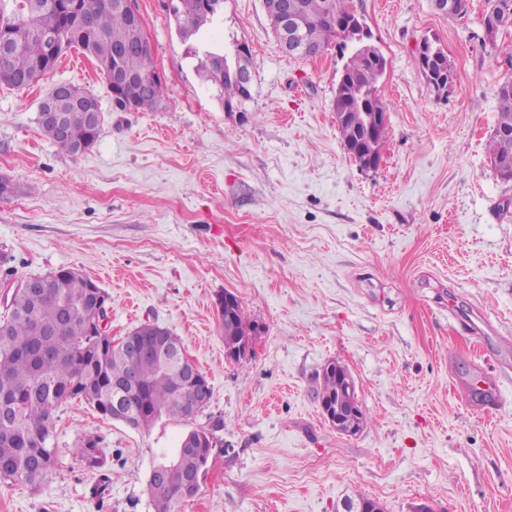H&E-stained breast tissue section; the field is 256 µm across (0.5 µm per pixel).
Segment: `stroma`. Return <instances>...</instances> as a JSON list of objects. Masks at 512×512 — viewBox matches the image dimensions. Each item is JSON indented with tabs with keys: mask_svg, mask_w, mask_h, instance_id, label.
I'll return each instance as SVG.
<instances>
[{
	"mask_svg": "<svg viewBox=\"0 0 512 512\" xmlns=\"http://www.w3.org/2000/svg\"><path fill=\"white\" fill-rule=\"evenodd\" d=\"M175 0H135L165 86L151 112L112 101L95 60L66 50L23 90L0 87V251L23 276L75 268L109 295L112 338L153 320L179 336L211 388L196 425L223 447L182 512H336L348 497L409 512H512V181L486 150L496 90L512 80V26L483 34L486 0L448 18L431 0H347L387 61L388 135L377 168L345 151L333 110L336 46L286 54L263 0H224L210 37L247 43L251 98L224 108L179 36ZM440 46L455 79L439 96L418 68ZM60 83L105 116L85 153L38 128ZM235 291L258 329L227 358L216 298ZM348 368L366 422L340 434L316 397L326 364ZM495 375L502 409L474 388ZM187 426L135 431L69 401L58 467L37 489L0 484V512H149L152 449ZM99 437L111 482L72 455Z\"/></svg>",
	"mask_w": 512,
	"mask_h": 512,
	"instance_id": "stroma-1",
	"label": "stroma"
}]
</instances>
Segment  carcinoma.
I'll list each match as a JSON object with an SVG mask.
<instances>
[{
  "instance_id": "1",
  "label": "carcinoma",
  "mask_w": 512,
  "mask_h": 512,
  "mask_svg": "<svg viewBox=\"0 0 512 512\" xmlns=\"http://www.w3.org/2000/svg\"><path fill=\"white\" fill-rule=\"evenodd\" d=\"M5 11L0 4V31L19 34L11 42L0 70L18 78L10 87L24 89L52 68L43 63L45 43L40 33L57 36V55L78 47L92 56H103L121 70L146 78L137 110L151 111L164 97V85L149 81L150 47L137 39L127 16L115 0H39L41 8L34 19H26L25 0H12ZM336 0H292L294 15L303 24L306 36L316 40L319 50L335 44L348 53L336 83L334 112L343 146L354 159L365 155L381 157L387 134L386 107L378 94L384 73L377 56H368L361 44L341 43V32L331 14ZM173 13L182 36L192 42L193 56L202 78L223 93L224 106L239 108L251 98L250 82L237 78L231 70L239 54L236 46L211 41L208 30L218 15L204 8L203 0H177ZM419 70L436 93L454 81V71L445 53L436 54L419 65ZM498 114L487 152L491 162H512V80L497 89ZM66 129L55 123H38L40 132L58 149L78 154V141L92 144L101 136L104 120L90 122L86 113H64ZM92 279L74 268L44 274L40 288L21 292L0 313V407L11 413L0 420V481L17 486L36 487L56 469L54 444L55 413L71 400H78L105 417H112V386L127 375L136 383L126 389L127 424H145L151 430L157 423L188 421L181 402L191 391L184 374L148 352L155 333L151 323L136 327L140 353L133 355L112 350V338L93 325L108 294L91 288ZM224 343L229 346L249 337L250 323L241 301L228 311H218ZM336 372L321 375L318 400L338 398ZM223 447L214 432L203 426L185 432L175 448L159 449L152 466L166 468V484L154 490L146 482L152 512H180L181 504L193 497L202 482L215 448ZM73 454L83 468L105 474L106 457L100 440L83 439Z\"/></svg>"
}]
</instances>
